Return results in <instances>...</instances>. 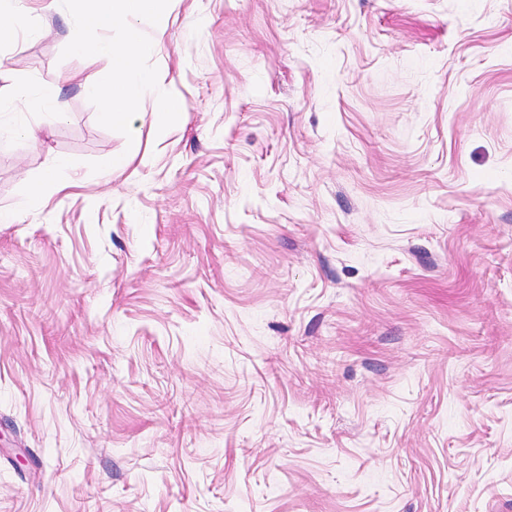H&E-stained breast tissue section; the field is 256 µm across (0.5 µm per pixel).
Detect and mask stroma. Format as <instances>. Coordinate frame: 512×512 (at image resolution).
I'll return each instance as SVG.
<instances>
[{
  "mask_svg": "<svg viewBox=\"0 0 512 512\" xmlns=\"http://www.w3.org/2000/svg\"><path fill=\"white\" fill-rule=\"evenodd\" d=\"M176 125L0 70V512H512V0H172ZM132 151L122 169L89 162ZM56 98V87L44 86L35 90L27 82L11 79L7 91L0 93L1 112L5 106L13 112H45L52 108ZM67 163L62 158H56L53 164L46 170L41 179L36 182L28 191L23 200L11 210L0 211L1 224H14L19 222L21 216L27 210L38 207L42 204L43 192L54 183L55 172L66 167Z\"/></svg>",
  "mask_w": 512,
  "mask_h": 512,
  "instance_id": "1",
  "label": "stroma"
}]
</instances>
